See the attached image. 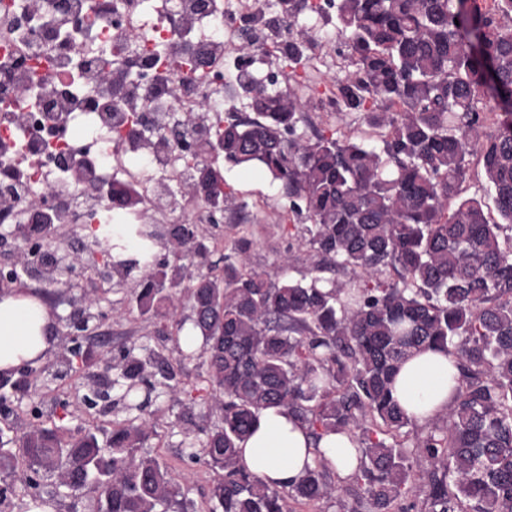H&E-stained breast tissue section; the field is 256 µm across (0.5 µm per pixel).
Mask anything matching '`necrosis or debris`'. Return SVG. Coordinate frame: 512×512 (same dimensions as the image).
<instances>
[{
    "mask_svg": "<svg viewBox=\"0 0 512 512\" xmlns=\"http://www.w3.org/2000/svg\"><path fill=\"white\" fill-rule=\"evenodd\" d=\"M175 10L142 24L143 0H0V223L21 224L42 194L56 224L112 219L102 178L69 184L64 167L89 161L122 174L145 202L189 175L190 155L160 136L172 128L211 139L224 120V64L240 35H257L250 77L282 81L290 22L266 31L265 0ZM77 73V83L65 72ZM127 72L115 83V72ZM67 164V165H68Z\"/></svg>",
    "mask_w": 512,
    "mask_h": 512,
    "instance_id": "1",
    "label": "necrosis or debris"
}]
</instances>
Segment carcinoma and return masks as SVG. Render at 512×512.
I'll return each mask as SVG.
<instances>
[{
    "mask_svg": "<svg viewBox=\"0 0 512 512\" xmlns=\"http://www.w3.org/2000/svg\"><path fill=\"white\" fill-rule=\"evenodd\" d=\"M278 13L314 12L311 0H275ZM347 42V64L328 104L363 112L373 132L353 140L307 126L293 88L239 80L254 112H227L224 160L258 166L279 184L296 224L284 266L251 267L254 239L238 229L217 250L181 226L159 233L133 224L112 242V271L140 268L138 313L159 323L188 308L202 343L187 352L147 348L112 360L128 416L98 423L88 414L75 434L49 419L17 435L10 407L33 382L0 378V512H32L35 492L17 507L19 462L65 488L79 489L96 512H188L183 487L141 452L155 434L142 414L162 386L173 404L202 408L218 423L186 433L214 472L209 512H290L288 503L330 502L348 509V489L328 480L320 451L289 488L266 483L241 461L240 443L259 412L282 407L315 439L348 436L357 445L356 500L369 512H512V0H329ZM478 40L472 51L465 36ZM490 96L501 113L485 111ZM477 156L502 223L486 204L461 197L469 157ZM138 191L112 183V206L132 209ZM140 241L126 258L125 237ZM166 240L173 261L154 248ZM387 268L396 278L382 281ZM351 272L338 283L325 272ZM438 348L454 356L458 388L433 428L407 446L413 421L392 395L401 364ZM204 375L173 383L185 360ZM208 391L198 401L192 393ZM427 468L413 471L412 460Z\"/></svg>",
    "mask_w": 512,
    "mask_h": 512,
    "instance_id": "carcinoma-1",
    "label": "carcinoma"
}]
</instances>
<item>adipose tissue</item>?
<instances>
[{
	"mask_svg": "<svg viewBox=\"0 0 512 512\" xmlns=\"http://www.w3.org/2000/svg\"><path fill=\"white\" fill-rule=\"evenodd\" d=\"M53 318L39 298L17 290L0 294V370H12L47 353L55 342ZM457 370L441 350L411 357L400 369L393 396L415 422L444 410L453 394ZM322 450L341 477L352 476L357 446L343 434L312 442L308 426L283 408L263 409L250 437L241 444L244 465L270 484L289 487Z\"/></svg>",
	"mask_w": 512,
	"mask_h": 512,
	"instance_id": "adipose-tissue-1",
	"label": "adipose tissue"
}]
</instances>
